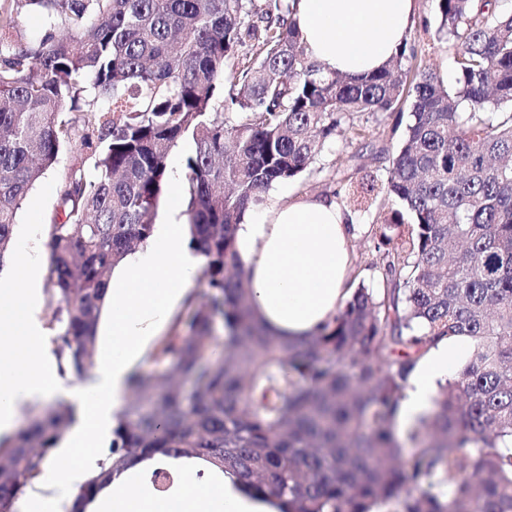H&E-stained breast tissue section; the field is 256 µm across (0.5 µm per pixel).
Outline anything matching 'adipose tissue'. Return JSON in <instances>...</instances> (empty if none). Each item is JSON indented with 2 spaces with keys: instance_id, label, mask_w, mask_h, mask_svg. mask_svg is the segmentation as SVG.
Returning <instances> with one entry per match:
<instances>
[{
  "instance_id": "1",
  "label": "adipose tissue",
  "mask_w": 512,
  "mask_h": 512,
  "mask_svg": "<svg viewBox=\"0 0 512 512\" xmlns=\"http://www.w3.org/2000/svg\"><path fill=\"white\" fill-rule=\"evenodd\" d=\"M415 0H297L294 20L308 57L324 73L353 78L381 69L409 39ZM355 226L335 201L275 197L239 226L238 252L254 309L280 341L304 343L333 321L350 295L348 273ZM202 258L189 246L178 204L150 238L112 270L98 326L99 379L73 390L78 422L60 446L52 473L76 481L99 461L100 441L131 391L141 360L149 358L184 303ZM0 283V436L12 435L23 408L57 393L56 357L41 318L43 275L22 261L9 263ZM463 337L441 340L409 376L397 426L434 405L439 380L468 353ZM176 473L167 492L150 481L155 468ZM93 512H280L259 494L241 490L236 477L195 458L156 456L135 461L98 494Z\"/></svg>"
}]
</instances>
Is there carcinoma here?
<instances>
[{
  "instance_id": "cac0c4a2",
  "label": "carcinoma",
  "mask_w": 512,
  "mask_h": 512,
  "mask_svg": "<svg viewBox=\"0 0 512 512\" xmlns=\"http://www.w3.org/2000/svg\"><path fill=\"white\" fill-rule=\"evenodd\" d=\"M432 2L455 53L451 89L413 46L365 78L323 73L295 0H0V268L29 191L64 144L81 147L48 231L61 371L93 367L112 268L150 236L170 152L191 147L181 192L209 291L153 353L163 370L133 378L109 466L71 512L155 454L230 470L282 512H512V14L499 0ZM31 9L48 24L28 38L18 18ZM406 102L386 183L334 193L365 213L381 194L401 202L374 217L386 288H357L304 345L277 341L253 312L238 226L342 124L363 137L355 115ZM456 336L472 355L398 433L412 368ZM74 422L57 402L0 440V512ZM175 479L151 474L162 492Z\"/></svg>"
}]
</instances>
